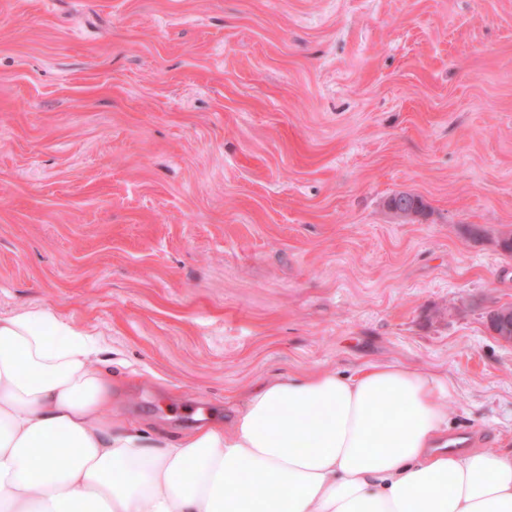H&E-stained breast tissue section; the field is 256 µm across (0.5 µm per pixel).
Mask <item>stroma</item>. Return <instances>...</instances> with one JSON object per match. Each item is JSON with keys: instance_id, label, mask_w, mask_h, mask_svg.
Masks as SVG:
<instances>
[{"instance_id": "stroma-1", "label": "stroma", "mask_w": 512, "mask_h": 512, "mask_svg": "<svg viewBox=\"0 0 512 512\" xmlns=\"http://www.w3.org/2000/svg\"><path fill=\"white\" fill-rule=\"evenodd\" d=\"M509 229L512 0H0V315L96 334L114 421L399 361L511 449ZM386 204L393 215L402 222L412 221L413 216L421 213L426 207L421 198L410 193L393 195Z\"/></svg>"}]
</instances>
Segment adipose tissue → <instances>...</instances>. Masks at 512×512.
<instances>
[{"label":"adipose tissue","instance_id":"obj_1","mask_svg":"<svg viewBox=\"0 0 512 512\" xmlns=\"http://www.w3.org/2000/svg\"><path fill=\"white\" fill-rule=\"evenodd\" d=\"M99 353L51 310L0 316V512H512V450H453L446 374L275 376L162 447L105 416Z\"/></svg>","mask_w":512,"mask_h":512}]
</instances>
